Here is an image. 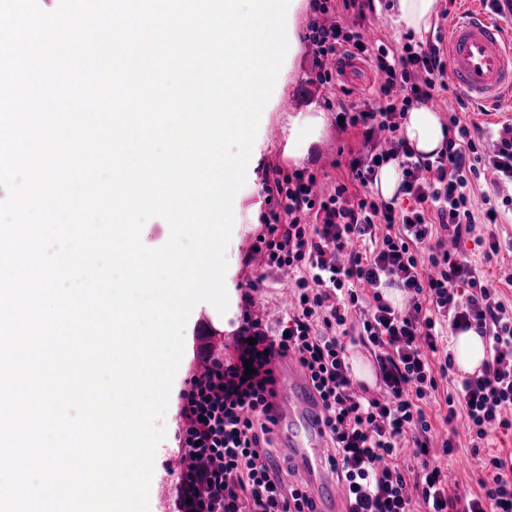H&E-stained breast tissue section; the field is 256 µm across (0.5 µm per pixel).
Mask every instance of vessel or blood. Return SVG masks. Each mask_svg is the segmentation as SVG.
<instances>
[{"label":"vessel or blood","mask_w":512,"mask_h":512,"mask_svg":"<svg viewBox=\"0 0 512 512\" xmlns=\"http://www.w3.org/2000/svg\"><path fill=\"white\" fill-rule=\"evenodd\" d=\"M445 48L448 74L462 97L491 104L512 90V42L482 12L461 11ZM332 68L348 85L369 78L349 56H336ZM273 370L281 386L264 418L297 463L292 480L310 497L314 512H346V494L325 459V411L318 393L296 361L276 360Z\"/></svg>","instance_id":"1"}]
</instances>
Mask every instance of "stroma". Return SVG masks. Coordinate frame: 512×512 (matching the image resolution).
I'll return each instance as SVG.
<instances>
[{"label": "stroma", "instance_id": "obj_1", "mask_svg": "<svg viewBox=\"0 0 512 512\" xmlns=\"http://www.w3.org/2000/svg\"><path fill=\"white\" fill-rule=\"evenodd\" d=\"M315 0H305V6L296 16V28L302 39L301 54L295 61L293 69L286 78V95L295 97L298 110L315 107L320 111H327L323 89L311 84L310 78V43L307 41L308 28L315 19ZM268 147L264 151L262 167L280 166L285 169L303 168L316 175L323 189H332L336 181L346 178L347 169L340 163L341 151L359 150L362 144V135L358 129L337 128L334 119H327L326 124L318 138L308 149L305 158L296 160L285 156L280 138L273 136L267 139ZM258 227L254 224L240 225L236 234L232 235L226 249L228 263L237 267L235 281L238 291H245L248 281L257 279L260 270L256 264L247 263L246 258L253 242V236ZM439 404L427 406L426 412L431 418L433 435L436 441L453 440L456 449L449 456L448 482L450 486L458 487L460 492L475 491L477 485L475 477L481 466L480 458L471 455L460 422H453L452 426L443 425L439 417Z\"/></svg>", "mask_w": 512, "mask_h": 512}]
</instances>
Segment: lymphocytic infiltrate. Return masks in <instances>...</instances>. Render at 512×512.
<instances>
[{
	"label": "lymphocytic infiltrate",
	"instance_id": "1",
	"mask_svg": "<svg viewBox=\"0 0 512 512\" xmlns=\"http://www.w3.org/2000/svg\"><path fill=\"white\" fill-rule=\"evenodd\" d=\"M344 6L349 22L309 28L312 71L331 84L326 61L343 53L378 72L376 101L336 102L341 128H359L363 147L348 160L346 180L327 192L305 171L272 169L275 204L252 251L265 253L269 271L288 269L293 301L268 324L244 295L233 357L199 346L206 369L190 377L178 412L175 512H310L299 486L269 470L277 443L262 414L277 392L271 364L288 356L308 370L323 402L327 460L349 512H512V452L481 453L494 427L512 429V310L484 272L501 249L492 229L499 209L512 205L504 192L512 186V123L486 151L454 115L443 152H413L400 118L454 91L442 42L395 49L368 40L361 0ZM390 161L403 182L399 196L383 200L371 187ZM487 170L494 192L476 194ZM469 240L481 263L463 259ZM393 286L409 296L404 309L386 297ZM467 330L483 339L486 359L480 372L452 382L453 362L440 347ZM357 343L374 358L375 388L351 378L347 352ZM440 399L444 423L464 415L471 452L484 458L476 492L450 491L447 471L432 462L454 450L451 441L435 443L427 419L426 406Z\"/></svg>",
	"mask_w": 512,
	"mask_h": 512
}]
</instances>
